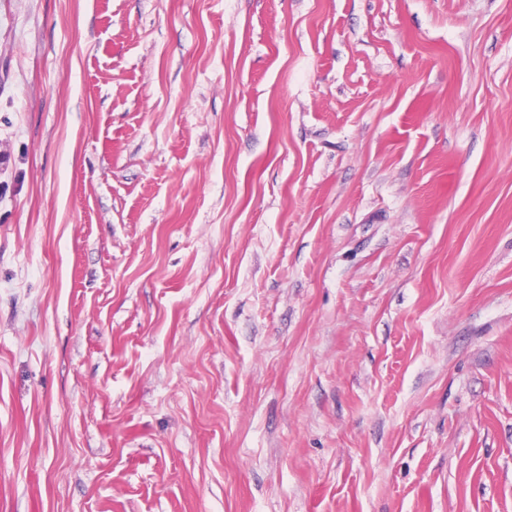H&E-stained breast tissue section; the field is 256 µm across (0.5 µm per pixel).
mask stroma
<instances>
[{"label": "stroma", "mask_w": 512, "mask_h": 512, "mask_svg": "<svg viewBox=\"0 0 512 512\" xmlns=\"http://www.w3.org/2000/svg\"><path fill=\"white\" fill-rule=\"evenodd\" d=\"M0 512H512V0H0Z\"/></svg>", "instance_id": "obj_1"}]
</instances>
